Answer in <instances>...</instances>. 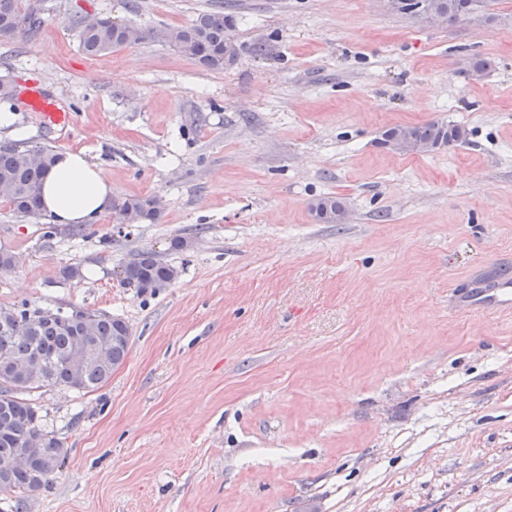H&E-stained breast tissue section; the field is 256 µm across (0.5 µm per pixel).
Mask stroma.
Wrapping results in <instances>:
<instances>
[{
  "instance_id": "1",
  "label": "stroma",
  "mask_w": 512,
  "mask_h": 512,
  "mask_svg": "<svg viewBox=\"0 0 512 512\" xmlns=\"http://www.w3.org/2000/svg\"><path fill=\"white\" fill-rule=\"evenodd\" d=\"M489 2L500 22L429 27L388 0H46L37 36L0 42V144L84 152L117 196L163 204L156 224L107 213L49 239L0 201L18 259L0 306L132 330L97 391L34 394L67 456L28 512H512V315L448 309L512 277V0ZM218 8L239 52L216 71L151 38L89 57L69 24ZM476 57L494 66L475 78ZM30 83L68 128L28 108ZM432 121L466 141L380 143ZM327 195L341 223L315 220ZM143 249L171 286L120 285ZM405 133L412 142L430 143L435 149L441 147H450L462 143L466 139V131L459 125L434 121L418 126H395L388 128L381 134V143L387 146V143L398 134ZM389 146L397 151L402 149L401 140L393 138ZM428 144H418L415 148L417 153H427L433 151V147ZM315 219L321 224L341 223L345 214V203L334 196H324L311 205Z\"/></svg>"
}]
</instances>
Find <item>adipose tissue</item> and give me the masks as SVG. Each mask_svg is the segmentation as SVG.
<instances>
[{"label":"adipose tissue","instance_id":"1","mask_svg":"<svg viewBox=\"0 0 512 512\" xmlns=\"http://www.w3.org/2000/svg\"><path fill=\"white\" fill-rule=\"evenodd\" d=\"M114 198L100 166L61 151L44 176L41 211L54 224H89L111 210Z\"/></svg>","mask_w":512,"mask_h":512}]
</instances>
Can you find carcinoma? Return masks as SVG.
I'll use <instances>...</instances> for the list:
<instances>
[{
    "mask_svg": "<svg viewBox=\"0 0 512 512\" xmlns=\"http://www.w3.org/2000/svg\"><path fill=\"white\" fill-rule=\"evenodd\" d=\"M43 0H0V42H10L31 36L43 23ZM400 14L417 17L423 12H436L448 17L450 23H462L471 15L487 22H497L500 16L489 12L488 0H410L397 9ZM235 24L232 15L220 10L199 13L185 26L143 29L134 24L114 25L108 18L95 27L83 26V18L72 19L79 47L88 56L104 55L126 44L147 37L159 41L171 40L172 47L194 60L201 67L219 70L227 63L224 43L227 29ZM406 134L413 142H425L434 148L450 147L466 139V131L452 123L434 121L418 126H395L381 134V143ZM32 150L18 143L0 145V200L9 204L19 217L41 219L39 211L43 178L53 160V151L40 148L41 168L29 163ZM315 219L321 224H339L345 214V203L334 196L321 197L311 205ZM120 222L156 224L161 213L151 208L149 197H125L113 208ZM122 286L140 292H157L169 286L178 271L162 261L151 249L137 252V259L122 264ZM20 321L28 312L45 313L29 322L23 336H14L9 326L0 323V496L8 497L9 509L0 512H26V503L34 493L45 488L51 477L65 463L63 442L39 428L38 408L28 399L30 393L42 389L66 388L87 394L101 388L112 373L124 362L130 343L122 340L129 335V326L121 318L100 310H87L91 324L72 319L70 312L41 307L30 308L24 302L17 306L0 307ZM88 346L105 361H91L78 374L68 363L71 350ZM40 440L38 458L29 466L15 464L27 437Z\"/></svg>",
    "mask_w": 512,
    "mask_h": 512,
    "instance_id": "cac0c4a2",
    "label": "carcinoma"
}]
</instances>
